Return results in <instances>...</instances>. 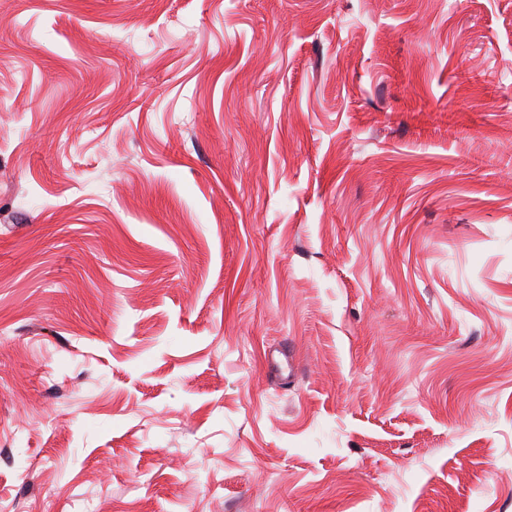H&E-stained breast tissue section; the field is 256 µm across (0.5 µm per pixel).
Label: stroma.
Listing matches in <instances>:
<instances>
[{
    "mask_svg": "<svg viewBox=\"0 0 512 512\" xmlns=\"http://www.w3.org/2000/svg\"><path fill=\"white\" fill-rule=\"evenodd\" d=\"M512 512V0H0V512Z\"/></svg>",
    "mask_w": 512,
    "mask_h": 512,
    "instance_id": "stroma-1",
    "label": "stroma"
}]
</instances>
